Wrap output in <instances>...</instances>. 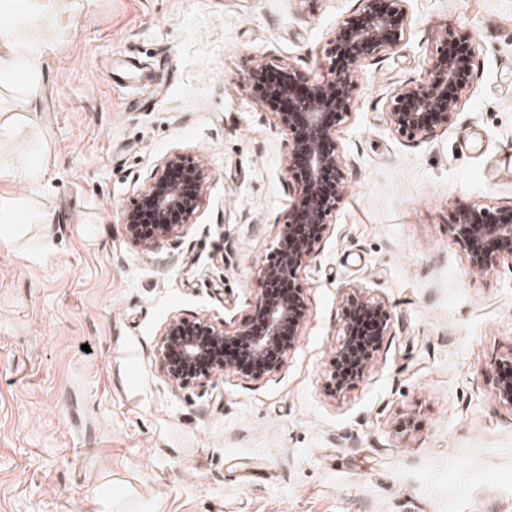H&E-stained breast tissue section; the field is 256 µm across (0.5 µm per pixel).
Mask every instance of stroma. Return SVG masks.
<instances>
[{
    "label": "stroma",
    "instance_id": "35a3bbf8",
    "mask_svg": "<svg viewBox=\"0 0 512 512\" xmlns=\"http://www.w3.org/2000/svg\"><path fill=\"white\" fill-rule=\"evenodd\" d=\"M363 0H58L21 33L46 46L0 76V512H503L512 503V256L473 272L457 211L512 208V0H406L398 45L361 61L333 129L342 199L299 269L307 316L279 367L176 386L164 326L234 330L287 229L292 136L242 86L308 81ZM476 46L448 124L398 136L394 93L446 33ZM209 177L189 224L152 248L124 214L167 160ZM353 298L387 329L328 387Z\"/></svg>",
    "mask_w": 512,
    "mask_h": 512
}]
</instances>
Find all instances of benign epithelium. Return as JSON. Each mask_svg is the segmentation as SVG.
<instances>
[{"instance_id":"obj_1","label":"benign epithelium","mask_w":512,"mask_h":512,"mask_svg":"<svg viewBox=\"0 0 512 512\" xmlns=\"http://www.w3.org/2000/svg\"><path fill=\"white\" fill-rule=\"evenodd\" d=\"M363 15V23L353 28L346 23L336 29V37L344 36L347 39L351 67L342 71L335 69L330 78L311 85L309 96L300 107L309 137L293 140L287 160L288 175L297 185L291 214L301 213L306 223L315 224L323 230L330 224L341 199L344 164L338 145H333L329 151L316 147L317 142L331 138V127L324 120L326 110L331 107L338 109V122L350 112L358 63L394 48L401 39L405 20L404 0H366ZM465 45L466 52L446 56L424 83L401 88L393 96L387 116L398 135L414 138L426 129L448 123L462 97L469 92L470 80L463 81L461 76L465 72H472L476 50L468 39ZM330 177L340 180V183L328 195L324 184ZM206 179L207 172L199 164L176 159L168 161L145 184L135 208L125 213L124 224L129 238L147 245L139 234V224L146 214L161 218L179 212L183 215V223H190L201 201ZM486 213L485 209H474L460 214L456 220L457 236L466 241L475 267H485L490 261V257L481 249L484 239L512 240V221L483 222L481 218ZM315 245L316 242L305 239L278 244L274 259L262 269V283L267 284L286 272L297 271ZM261 295L265 326L258 336L247 325L227 334L206 319L177 318L170 321L164 327L157 351V364L162 376L171 383L185 385L188 383L184 379L186 374L201 371L208 376L214 370L224 368L223 364L213 362L214 346L237 336L251 338L256 369L249 377L260 379L271 372L272 368L266 363L281 348L283 325L288 322L296 328L300 327L306 318L307 307L301 296H275L264 291ZM363 306L370 315L373 330L384 333L388 324L385 308L368 300L363 301ZM173 348L181 353L177 363L168 359V352Z\"/></svg>"}]
</instances>
